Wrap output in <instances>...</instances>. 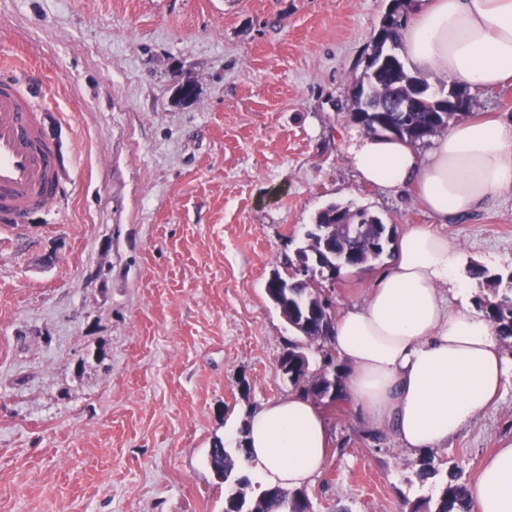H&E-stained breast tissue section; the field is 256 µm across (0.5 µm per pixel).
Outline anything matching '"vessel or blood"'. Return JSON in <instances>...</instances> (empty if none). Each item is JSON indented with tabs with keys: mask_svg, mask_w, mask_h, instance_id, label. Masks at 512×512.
<instances>
[{
	"mask_svg": "<svg viewBox=\"0 0 512 512\" xmlns=\"http://www.w3.org/2000/svg\"><path fill=\"white\" fill-rule=\"evenodd\" d=\"M56 196V149L23 78L0 79V217L14 228Z\"/></svg>",
	"mask_w": 512,
	"mask_h": 512,
	"instance_id": "vessel-or-blood-1",
	"label": "vessel or blood"
}]
</instances>
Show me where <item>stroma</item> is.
Here are the masks:
<instances>
[{
    "instance_id": "stroma-1",
    "label": "stroma",
    "mask_w": 512,
    "mask_h": 512,
    "mask_svg": "<svg viewBox=\"0 0 512 512\" xmlns=\"http://www.w3.org/2000/svg\"><path fill=\"white\" fill-rule=\"evenodd\" d=\"M390 0H0V70L30 79L59 149V195L0 226V512H224L209 461L251 413L294 393L296 332L265 288L329 203L404 232L411 196L357 189L341 155L350 91ZM193 83L196 96L180 100ZM512 269V199L444 228ZM391 260L342 271L335 314ZM496 405L442 448L401 447L346 398L313 512H408L419 475L474 481L512 444V347Z\"/></svg>"
}]
</instances>
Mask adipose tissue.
<instances>
[{"mask_svg": "<svg viewBox=\"0 0 512 512\" xmlns=\"http://www.w3.org/2000/svg\"><path fill=\"white\" fill-rule=\"evenodd\" d=\"M421 72L492 90L512 81V0H424L401 31ZM340 148L359 188L416 194L430 223L406 230L371 295L337 318L332 347L349 367L345 396L370 426L407 449L439 448L494 405L501 342L460 297L469 265L441 227L512 197V119L452 124L427 149L351 124ZM240 465L262 486L299 488L320 473L331 435L315 401L296 393L251 417ZM471 512H512V445L468 486Z\"/></svg>", "mask_w": 512, "mask_h": 512, "instance_id": "obj_1", "label": "adipose tissue"}]
</instances>
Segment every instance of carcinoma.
Returning a JSON list of instances; mask_svg holds the SVG:
<instances>
[{
    "mask_svg": "<svg viewBox=\"0 0 512 512\" xmlns=\"http://www.w3.org/2000/svg\"><path fill=\"white\" fill-rule=\"evenodd\" d=\"M403 25L401 20L388 29L379 28L376 37L384 38V42H374L367 71L355 81L360 92L351 93V111L386 110L394 126L421 127L424 131L421 138L396 132V135L417 145L447 129L459 113L448 112L446 117L436 118L435 109L441 102L432 95L416 97V88L427 85L425 79L411 74L405 66L399 72L379 67V59L384 52L399 49V31ZM413 98L418 111H390L392 106ZM394 239L395 236L385 233L382 219L367 209L353 210L340 203H330L306 230L304 246L297 249L295 256L285 257L281 269L273 271L266 285L267 296L299 335L298 340L288 344L280 364L297 355H305V349L313 347L321 353L324 361V367L315 370L309 363L298 371L288 366L289 381L305 395L318 401L325 397L336 399L343 390L344 365L336 363L324 336L317 335L307 326L309 322L322 321L325 336L332 333L330 303L322 291V283L336 279L346 269L371 267ZM470 275L484 289L483 293L475 296V307L499 336L512 339V270L493 271L477 264ZM209 457L215 473L224 482L237 487L225 500L224 512H311L312 505L304 489L271 488L253 498L247 497L245 488L250 485V479L239 472L237 461L224 448L222 441L215 442ZM427 512H470L467 483L462 481L459 471L451 470L449 479L437 485L434 509Z\"/></svg>",
    "mask_w": 512,
    "mask_h": 512,
    "instance_id": "obj_1",
    "label": "carcinoma"
}]
</instances>
